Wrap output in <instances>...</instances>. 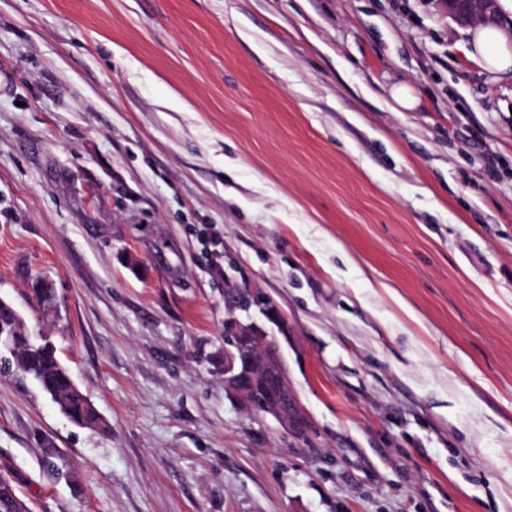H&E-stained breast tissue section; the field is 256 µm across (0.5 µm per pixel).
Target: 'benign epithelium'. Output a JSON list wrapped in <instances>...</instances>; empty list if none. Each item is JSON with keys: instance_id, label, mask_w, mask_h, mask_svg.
<instances>
[{"instance_id": "benign-epithelium-1", "label": "benign epithelium", "mask_w": 512, "mask_h": 512, "mask_svg": "<svg viewBox=\"0 0 512 512\" xmlns=\"http://www.w3.org/2000/svg\"><path fill=\"white\" fill-rule=\"evenodd\" d=\"M446 3L448 13L461 23H470L475 18L493 21L499 12L498 0ZM255 299L250 290L224 289V301L231 310L248 307ZM224 334L232 338V343L224 346V389L244 409L254 412L260 404L285 430L302 433V416L295 408L293 391L284 381L285 370L279 355L264 344V328L232 318L224 321Z\"/></svg>"}]
</instances>
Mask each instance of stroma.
<instances>
[{
    "label": "stroma",
    "mask_w": 512,
    "mask_h": 512,
    "mask_svg": "<svg viewBox=\"0 0 512 512\" xmlns=\"http://www.w3.org/2000/svg\"><path fill=\"white\" fill-rule=\"evenodd\" d=\"M473 29L445 0H0V298L102 419L0 376L33 512H512V79ZM228 281L288 323L239 315L301 435L224 390Z\"/></svg>",
    "instance_id": "stroma-1"
}]
</instances>
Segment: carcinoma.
Masks as SVG:
<instances>
[{
  "mask_svg": "<svg viewBox=\"0 0 512 512\" xmlns=\"http://www.w3.org/2000/svg\"><path fill=\"white\" fill-rule=\"evenodd\" d=\"M17 374L33 379L62 414L83 426H99L101 418L73 383L67 367L47 336H32L8 302L0 300V375ZM0 512H30L13 480L0 474Z\"/></svg>",
  "mask_w": 512,
  "mask_h": 512,
  "instance_id": "1",
  "label": "carcinoma"
}]
</instances>
